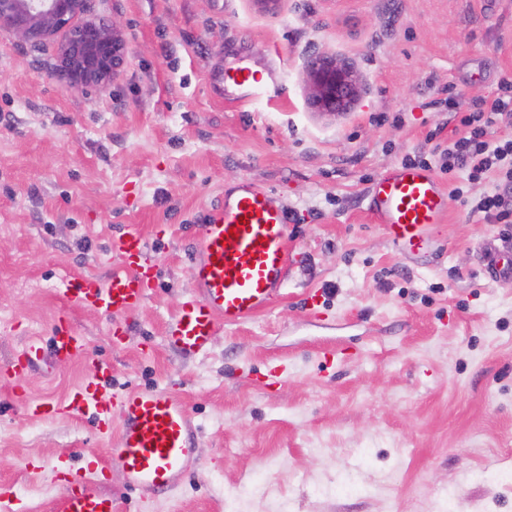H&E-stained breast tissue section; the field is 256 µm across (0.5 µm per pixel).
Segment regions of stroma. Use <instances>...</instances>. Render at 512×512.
Here are the masks:
<instances>
[{"instance_id":"1","label":"stroma","mask_w":512,"mask_h":512,"mask_svg":"<svg viewBox=\"0 0 512 512\" xmlns=\"http://www.w3.org/2000/svg\"><path fill=\"white\" fill-rule=\"evenodd\" d=\"M113 15L127 55L104 88L61 78L60 37L0 31V371L66 315L86 356L47 351L20 383L39 401L95 381L113 425L34 416L0 381V512H54L75 478L118 512H512V274L489 277L480 251L512 246V223L474 210L494 181L444 177L463 195L423 254L367 208L381 173L452 137L445 98L497 94L512 0H87L85 18ZM316 56L363 77L352 111L313 105ZM239 63L275 92L239 100L219 81ZM244 180L288 213L284 290L182 354L166 327L197 291L190 227ZM131 230L145 304L114 318L68 301ZM144 389L198 427L187 476L148 498L119 467L92 474L120 397Z\"/></svg>"}]
</instances>
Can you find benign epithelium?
I'll return each instance as SVG.
<instances>
[{"label": "benign epithelium", "instance_id": "7a95c632", "mask_svg": "<svg viewBox=\"0 0 512 512\" xmlns=\"http://www.w3.org/2000/svg\"><path fill=\"white\" fill-rule=\"evenodd\" d=\"M84 0H0V30L23 41H41L61 33L59 72L72 83L104 87L117 75L127 52L117 18L78 20ZM312 102L325 112L351 110L362 95L357 72L335 58L319 57L308 65Z\"/></svg>", "mask_w": 512, "mask_h": 512}]
</instances>
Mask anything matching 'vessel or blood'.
<instances>
[{
    "mask_svg": "<svg viewBox=\"0 0 512 512\" xmlns=\"http://www.w3.org/2000/svg\"><path fill=\"white\" fill-rule=\"evenodd\" d=\"M227 77L241 99L266 95L269 85L249 67L229 68ZM449 193L427 168L401 165L380 175L369 189V211L393 246L418 252L428 246L433 230L443 223ZM288 215L272 195L241 182L223 201L208 209L193 227L194 260L191 274L195 296L183 302L167 326V340L175 350L196 354L207 349L218 324L235 326L267 309L282 295L288 261ZM120 258L107 280L83 278L71 283L69 294L79 306L107 315L126 314L147 296L141 260L146 246L131 233L114 242ZM53 345L63 357L85 353L81 337L66 320H58ZM123 420L119 443L110 449L100 471L120 467L129 484L154 495L173 488L188 468L196 446L197 428L183 405L161 391L128 392L120 401ZM108 403L89 386H82L67 405H38L39 415L93 412L100 433L110 430ZM56 512H115L111 499L89 487L71 489L56 504Z\"/></svg>",
    "mask_w": 512,
    "mask_h": 512,
    "instance_id": "b4317fda",
    "label": "vessel or blood"
}]
</instances>
